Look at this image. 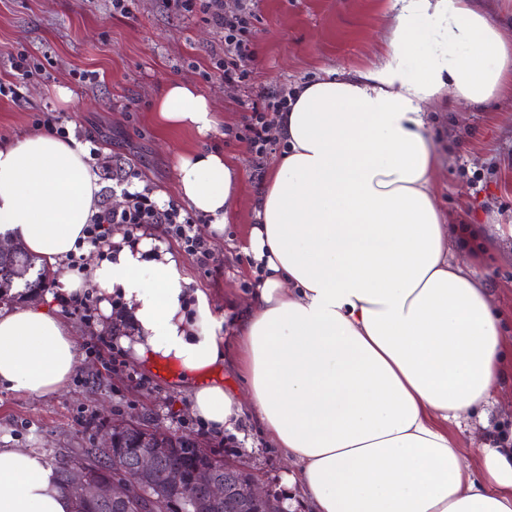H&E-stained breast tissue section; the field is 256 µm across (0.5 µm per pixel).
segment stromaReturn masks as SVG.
Returning a JSON list of instances; mask_svg holds the SVG:
<instances>
[{
	"mask_svg": "<svg viewBox=\"0 0 512 512\" xmlns=\"http://www.w3.org/2000/svg\"><path fill=\"white\" fill-rule=\"evenodd\" d=\"M253 60L243 85L225 83L211 57L220 51L219 30L201 14L168 8L165 0H132L130 12H113L112 0H0V82L16 85L19 99L0 98V143L35 133L45 109L60 112L68 129L94 136V167L108 168L100 202L119 206L117 176L134 170L136 187L178 200L175 164L185 151L218 150L239 169L241 189L222 235H210L213 258L200 267L183 253L194 287L207 291L224 315V365L205 374L238 392L246 385L236 368L237 344L232 321L256 282L252 260L243 246L256 224V200L270 175L274 154L255 160L240 139L258 92L287 88L339 70L356 72L380 61L390 0H258ZM39 69L21 75L18 54ZM95 72L94 82L79 74ZM170 82L194 86L213 105L221 130L203 138L189 131L167 132L151 110ZM72 92L62 103L58 89ZM439 166L437 203L453 224L497 226L496 248L479 274L506 323L512 339V97L465 107L440 101L427 108ZM148 379L131 383L127 370ZM139 418L176 434L195 433L188 394L177 375L160 376L158 364L128 359L126 371L107 373L99 361L83 357L71 378L48 396L17 395L0 390V448H31L46 458L67 457L98 447L112 423ZM235 445L240 460L259 472L266 488L295 501L293 512H308L300 487H286L288 464L251 416L239 427ZM512 430V380L496 397L486 420L472 417L453 427L466 455L483 444L497 443Z\"/></svg>",
	"mask_w": 512,
	"mask_h": 512,
	"instance_id": "35a3bbf8",
	"label": "stroma"
}]
</instances>
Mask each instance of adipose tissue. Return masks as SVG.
I'll use <instances>...</instances> for the list:
<instances>
[{
	"instance_id": "1",
	"label": "adipose tissue",
	"mask_w": 512,
	"mask_h": 512,
	"mask_svg": "<svg viewBox=\"0 0 512 512\" xmlns=\"http://www.w3.org/2000/svg\"><path fill=\"white\" fill-rule=\"evenodd\" d=\"M385 53L372 67L296 88L276 119L283 154L249 232L260 278L235 320L244 395L198 380L224 363V318L151 230L115 234L89 292L126 327L135 359L175 363L194 416L236 432L251 413L290 464L313 512H512V448L467 461L448 424L484 414L512 360L471 262L491 245L435 203L437 155L425 107L449 95L473 106L512 89V38L475 0H393ZM432 45L415 55L414 41ZM469 54H462V47ZM165 127L206 137L219 118L192 86L168 83ZM86 147L54 134L0 146V237L52 269L98 210ZM181 200L222 234L239 195L223 153L181 154ZM81 362L70 326L34 305L0 304V389L55 393ZM0 512H79L53 467L29 448H0Z\"/></svg>"
}]
</instances>
